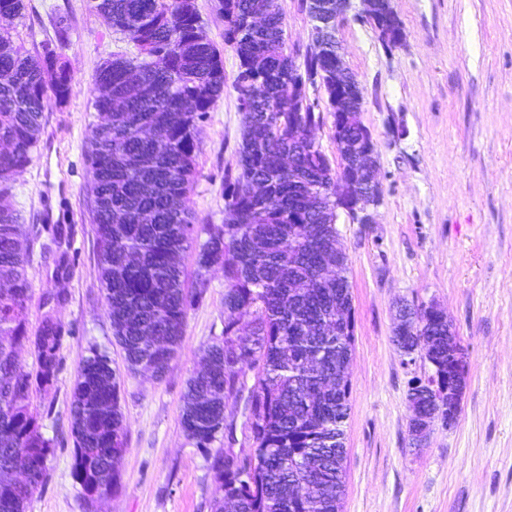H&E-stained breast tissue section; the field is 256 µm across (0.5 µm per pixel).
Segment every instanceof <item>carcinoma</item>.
Instances as JSON below:
<instances>
[{
  "label": "carcinoma",
  "instance_id": "1",
  "mask_svg": "<svg viewBox=\"0 0 512 512\" xmlns=\"http://www.w3.org/2000/svg\"><path fill=\"white\" fill-rule=\"evenodd\" d=\"M113 31L137 48L114 54L97 70L93 107L98 122L87 149L93 201L90 214L100 244L99 280L125 369L153 368L160 379L180 349L188 312L208 286L205 273L224 270V336L205 350V366L187 382L181 425L188 440L211 459L221 499L233 512H340L344 491L348 363L354 332L339 310L352 311L348 267L341 287L321 280L310 242L336 258V183L346 167L325 164L301 135L288 143V113L311 126L332 112L336 75L327 55L288 59L278 0H214L224 21V44L233 48L238 108L248 123L238 149L237 173L224 178V223L197 224L186 206L197 175L203 123L224 94V59L208 39L195 0H89ZM25 0H0V512H26L47 482L51 440L30 410L33 394L46 392L62 368L69 325L55 316L67 296L46 293L48 307L35 332L28 328L31 254L19 211L6 199L16 174L28 167L43 134L48 99L68 103L74 75L54 51L33 60L13 35L25 17ZM264 16L260 28L250 25ZM387 51L403 44V29L389 15L365 18ZM321 79L326 106L306 96ZM298 85L288 100V82ZM149 126L154 136L141 135ZM296 158L295 171L284 159ZM307 183L320 193L322 210L300 221L288 212V196ZM57 254L55 281L71 269L69 228L49 224ZM204 241H199L200 234ZM195 250L196 285L185 287L181 258ZM448 316L418 308L408 328L394 334L402 355L430 364L431 374L411 389L410 403L432 404L439 379L458 351ZM30 348L35 368L19 350ZM245 409L253 452L241 458L219 440L226 430V403L237 398L248 371ZM73 474L85 491L109 494L120 487L126 426L120 406L119 369L91 346L71 398Z\"/></svg>",
  "mask_w": 512,
  "mask_h": 512
}]
</instances>
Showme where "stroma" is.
<instances>
[{
	"instance_id": "obj_1",
	"label": "stroma",
	"mask_w": 512,
	"mask_h": 512,
	"mask_svg": "<svg viewBox=\"0 0 512 512\" xmlns=\"http://www.w3.org/2000/svg\"><path fill=\"white\" fill-rule=\"evenodd\" d=\"M21 36L34 59L55 49L74 73L66 105L48 103L31 164L10 204L31 238L28 318L37 327L53 283L55 246L45 227L71 228L72 272L57 316L72 329L55 386L30 409L53 442L48 480L27 512H213L221 492L209 458L181 426L187 380L221 339L224 271L189 312L166 375L123 369L112 336L90 220L87 148L97 121L94 79L133 44L88 0H25ZM208 37L224 53V94L203 125L197 180L187 197L200 223L224 221V173L235 167L242 114L232 82L237 57L224 44L212 0H197ZM403 46L385 51L370 25L347 18L337 37L364 88L360 114L377 144L382 201L374 223L340 218L355 320L349 364L342 512H512V0H395ZM437 304L448 315L468 371L456 423L413 444L408 393L425 378L393 343L398 301ZM121 370L127 425L119 490L88 508L73 472L71 394L89 346Z\"/></svg>"
}]
</instances>
